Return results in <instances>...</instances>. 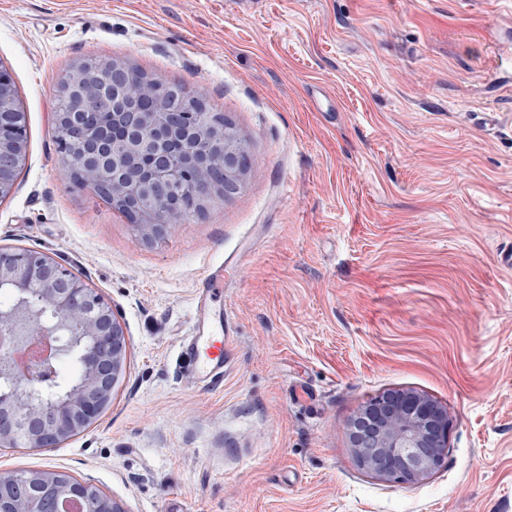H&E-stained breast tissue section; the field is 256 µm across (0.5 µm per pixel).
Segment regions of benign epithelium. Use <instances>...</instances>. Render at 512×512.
Instances as JSON below:
<instances>
[{
  "mask_svg": "<svg viewBox=\"0 0 512 512\" xmlns=\"http://www.w3.org/2000/svg\"><path fill=\"white\" fill-rule=\"evenodd\" d=\"M55 113L65 174L124 212L145 240L165 235L188 213L243 186L248 149L217 112L171 110L122 60L78 63ZM109 112L98 111L105 101ZM26 118L9 71L0 66V201L26 154ZM0 450L59 448L89 430L111 405L127 356L126 331L112 308L72 270L45 253L0 249ZM80 372L60 393L56 363ZM448 410L412 390L379 394L353 420L359 466L384 480L415 484L442 463ZM126 512L93 484L63 470H0V512Z\"/></svg>",
  "mask_w": 512,
  "mask_h": 512,
  "instance_id": "obj_1",
  "label": "benign epithelium"
}]
</instances>
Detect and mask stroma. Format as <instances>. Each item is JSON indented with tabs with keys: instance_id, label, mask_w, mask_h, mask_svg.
Segmentation results:
<instances>
[{
	"instance_id": "stroma-1",
	"label": "stroma",
	"mask_w": 512,
	"mask_h": 512,
	"mask_svg": "<svg viewBox=\"0 0 512 512\" xmlns=\"http://www.w3.org/2000/svg\"><path fill=\"white\" fill-rule=\"evenodd\" d=\"M496 0H0V65L27 164L0 247L49 254L128 340L112 403L0 470L55 469L127 512H512V50ZM123 60L198 89L236 127L241 190L142 240L66 176L62 81ZM221 378L181 350L229 255ZM412 389L453 420L416 484L363 470L348 426ZM203 286L199 296L203 308L212 302H224V267L208 271L201 279Z\"/></svg>"
}]
</instances>
